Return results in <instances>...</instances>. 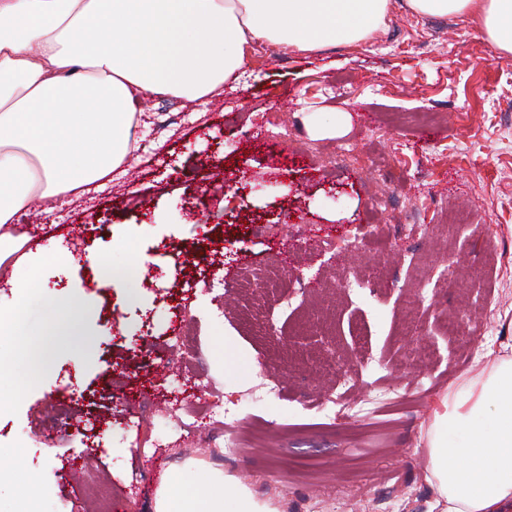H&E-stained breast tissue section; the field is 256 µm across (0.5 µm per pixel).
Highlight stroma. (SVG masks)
Instances as JSON below:
<instances>
[{
  "label": "stroma",
  "mask_w": 512,
  "mask_h": 512,
  "mask_svg": "<svg viewBox=\"0 0 512 512\" xmlns=\"http://www.w3.org/2000/svg\"><path fill=\"white\" fill-rule=\"evenodd\" d=\"M433 22L392 0L389 41L276 44L206 102L147 97L145 139L112 182L19 222L43 263L26 291L0 275V310L21 329L0 345L19 370L0 376V512L21 474L47 490L39 512H96L74 462L111 486L112 512H154L171 466L235 475L282 512H357L362 495L429 512L439 399L487 342L512 337V54L470 18L438 19L434 37ZM433 105L429 125L395 118ZM341 112L349 132L320 137ZM285 123L297 137L271 138ZM339 144L354 165L324 173ZM199 272L221 287L188 288ZM62 320L46 355L40 334ZM227 336L252 360L246 376L216 353ZM262 382L279 396L254 401ZM211 395L233 404L212 429L233 441L264 426L266 447L194 453L182 421Z\"/></svg>",
  "instance_id": "35a3bbf8"
}]
</instances>
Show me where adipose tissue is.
<instances>
[{
    "label": "adipose tissue",
    "mask_w": 512,
    "mask_h": 512,
    "mask_svg": "<svg viewBox=\"0 0 512 512\" xmlns=\"http://www.w3.org/2000/svg\"><path fill=\"white\" fill-rule=\"evenodd\" d=\"M467 16L512 54V0H406ZM390 0H0V263L28 200L55 209L105 185L139 148L146 95L201 101L237 79L256 41L301 54L368 41ZM427 431L431 512H512V344H489ZM154 512H279L236 476L166 470Z\"/></svg>",
    "instance_id": "adipose-tissue-1"
}]
</instances>
